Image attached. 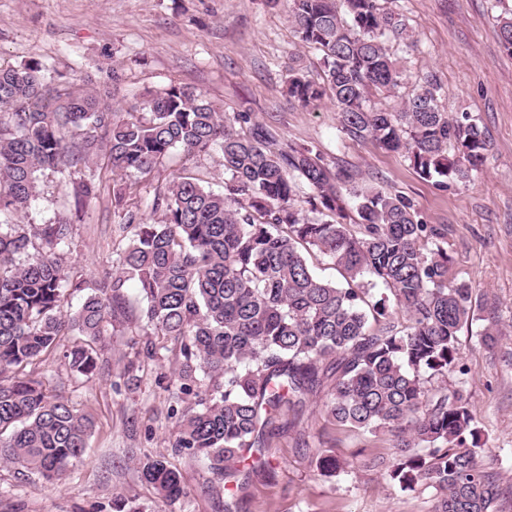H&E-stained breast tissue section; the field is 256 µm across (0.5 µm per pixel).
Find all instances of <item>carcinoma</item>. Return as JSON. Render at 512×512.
Returning <instances> with one entry per match:
<instances>
[{"instance_id":"carcinoma-1","label":"carcinoma","mask_w":512,"mask_h":512,"mask_svg":"<svg viewBox=\"0 0 512 512\" xmlns=\"http://www.w3.org/2000/svg\"><path fill=\"white\" fill-rule=\"evenodd\" d=\"M269 3L321 55L322 80L291 71L289 98L304 107L329 99L343 134L372 138L441 187L479 171L483 130L468 113L440 109L435 80L397 110L370 103L371 92L391 93L407 79L390 47L415 46L403 13L382 0ZM498 25L512 53V7ZM213 148L224 192L177 175L155 192L151 209L161 221L126 212L118 226L130 237L112 250V281L69 315L60 310L66 292L84 288L67 272L69 222L0 220V461L51 480L81 459L91 419L51 393L46 374L3 375L50 356L66 330L84 337L64 354L71 374L99 372L95 344L125 319V284L135 280L152 335L180 343L179 393L195 397L172 409L174 447L218 480L229 483L238 464L266 447L276 415L295 417L312 401L331 423L388 434L395 453L379 465L402 491L433 490L432 512H500V473L484 460L487 438L461 381L460 332L478 303L470 284L448 277L447 228L424 223L402 196L346 188L352 175L332 172L313 149L283 144L252 113L221 112L180 83L147 96L140 111L122 112L108 90L59 94L38 60L0 67V216L25 214L40 176L65 187L101 152L120 176L112 188L118 209L172 152ZM301 185L308 192L299 200ZM100 193L94 173L74 184V213ZM348 195L356 224L347 223ZM315 252L334 262L341 281L315 273ZM378 284L387 293L376 299ZM502 335L491 318L479 343L490 349ZM317 467L332 477L346 464L321 453ZM141 475L168 502L184 494L161 457L143 461Z\"/></svg>"}]
</instances>
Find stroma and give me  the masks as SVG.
<instances>
[{"label":"stroma","instance_id":"obj_1","mask_svg":"<svg viewBox=\"0 0 512 512\" xmlns=\"http://www.w3.org/2000/svg\"><path fill=\"white\" fill-rule=\"evenodd\" d=\"M388 5L407 17L417 47L402 57L408 81L395 94L377 93L372 100L380 107L396 105L411 95L417 78L434 76L441 85V108L452 116L471 113L485 132L488 150L473 181L439 189L402 156L341 133L330 101L314 109L288 102L283 90L289 69L320 78V55L302 45L286 13L269 8L266 0H0V67L35 59L55 82L77 78L94 90L110 69H118L122 80L114 103L125 111L146 92L174 81L198 88L220 111L252 113L283 140L313 147L330 166L349 170L356 183L406 197L424 223L447 225L449 273L473 286L481 306L460 334L465 387L488 439L486 457L499 462L502 508L512 512V54L500 44L489 0H388ZM180 173L196 175L214 191L223 189L218 151L176 152L142 181L132 211L150 218L156 188ZM71 197V188L60 187L55 176L42 177L26 223L69 215ZM117 222L108 191L72 221L70 279L93 287L111 276ZM125 294L128 317L107 330L99 374L71 377L62 352L76 343L72 332L60 336L46 364L17 369L20 377L52 370L94 428L82 459L60 480L24 475L0 462V512H113L117 496L137 512H224L230 494L237 512H430V491H400L368 468L370 459L392 456L388 436L327 425L308 412L296 428L276 417L265 450L275 470L251 473L226 492L204 462L173 446L178 344L165 341L161 360L131 370L146 326L135 281L127 282ZM488 316L505 333L492 353L477 339ZM318 431L326 448L348 462L347 471L334 477L319 473L314 449L301 445L304 434ZM160 454L181 475L184 495L172 504L142 478L138 465Z\"/></svg>","mask_w":512,"mask_h":512}]
</instances>
